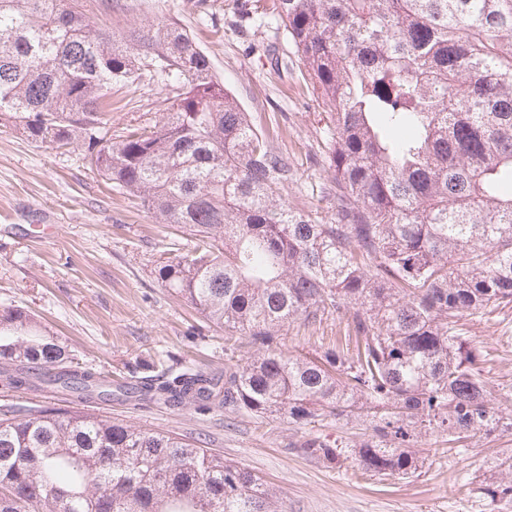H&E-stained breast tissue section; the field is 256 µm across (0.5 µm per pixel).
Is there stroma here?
<instances>
[{
    "label": "stroma",
    "mask_w": 512,
    "mask_h": 512,
    "mask_svg": "<svg viewBox=\"0 0 512 512\" xmlns=\"http://www.w3.org/2000/svg\"><path fill=\"white\" fill-rule=\"evenodd\" d=\"M235 0H112L111 12L91 6L95 27L126 36L138 23L175 22L210 56L217 77L259 127L276 123L296 177L290 201L328 211L336 200L324 154L320 102L307 91L301 64L271 73L252 32L237 27ZM168 103L161 86L144 82L112 87L109 127L151 129ZM51 227L47 240L39 229ZM174 236L138 198L103 179L87 148L38 145L0 126V312L21 309L64 342L76 360L106 379L149 366L195 365L224 372L223 328L177 298L157 279L155 265ZM346 315L290 323L279 332L285 349L315 353L344 344ZM481 352L491 404L512 393V305L461 320ZM96 413L142 429L199 440L243 464L278 489L286 512H512V500L491 498L497 458L512 454V431L467 438L446 453L444 437L418 443L429 460L419 476L371 475L346 461L327 465L305 455L312 437L358 444L366 422L325 420L299 427L224 409L199 410L134 397L100 401Z\"/></svg>",
    "instance_id": "stroma-1"
}]
</instances>
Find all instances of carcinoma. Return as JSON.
<instances>
[{
	"mask_svg": "<svg viewBox=\"0 0 512 512\" xmlns=\"http://www.w3.org/2000/svg\"><path fill=\"white\" fill-rule=\"evenodd\" d=\"M248 24L284 35L325 121L336 212L283 196L279 146L182 27L123 38L86 0H0V125L38 145L88 144L107 181L191 239L156 266L165 287L256 350L224 378L201 368L144 400L224 407L306 426L364 419L371 433L304 454L409 479L423 435L456 443L512 413L490 406L480 352L458 322L512 303V0H252ZM264 51L272 71L287 54ZM155 81L171 105L152 130L112 137V84ZM347 313L348 343L318 356L273 345L290 322ZM0 385L77 394L0 418V512H284L246 467L185 437L88 406L112 381L22 310L0 315ZM493 494L512 498V456Z\"/></svg>",
	"mask_w": 512,
	"mask_h": 512,
	"instance_id": "carcinoma-1",
	"label": "carcinoma"
}]
</instances>
